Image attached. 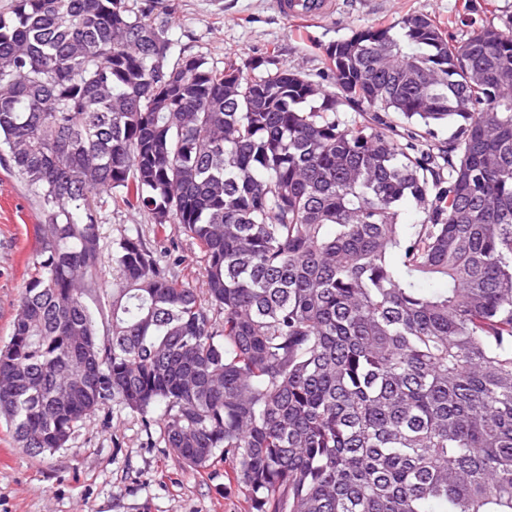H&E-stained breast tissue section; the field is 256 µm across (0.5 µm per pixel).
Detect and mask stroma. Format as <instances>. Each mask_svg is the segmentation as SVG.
<instances>
[{"label": "stroma", "mask_w": 512, "mask_h": 512, "mask_svg": "<svg viewBox=\"0 0 512 512\" xmlns=\"http://www.w3.org/2000/svg\"><path fill=\"white\" fill-rule=\"evenodd\" d=\"M332 16L302 23L283 16L275 0H137L165 25L178 50L214 63L225 57L275 56L279 65L320 82L324 50L352 31L400 20L418 11L467 36V19L501 26L512 20V0H335ZM40 213L25 182L0 165V346L8 342L30 271ZM139 231L147 245L167 248L181 262L173 274L204 290L196 242L182 225L157 229L146 212L107 209L100 226L103 274L111 276L112 242ZM230 467L178 462L147 432L140 415L118 405L78 423L67 446L34 454L20 448L0 420V512H248Z\"/></svg>", "instance_id": "obj_1"}]
</instances>
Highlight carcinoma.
I'll return each mask as SVG.
<instances>
[{
	"instance_id": "cac0c4a2",
	"label": "carcinoma",
	"mask_w": 512,
	"mask_h": 512,
	"mask_svg": "<svg viewBox=\"0 0 512 512\" xmlns=\"http://www.w3.org/2000/svg\"><path fill=\"white\" fill-rule=\"evenodd\" d=\"M326 56L330 89L176 56L128 0L0 6V154L43 216L0 348L19 447L112 403L250 512H512V28L411 12ZM381 112L461 124L436 162ZM112 203L183 225L205 297L134 232L107 285Z\"/></svg>"
}]
</instances>
